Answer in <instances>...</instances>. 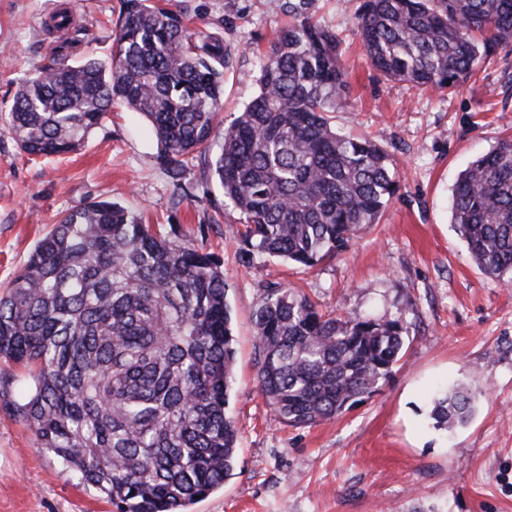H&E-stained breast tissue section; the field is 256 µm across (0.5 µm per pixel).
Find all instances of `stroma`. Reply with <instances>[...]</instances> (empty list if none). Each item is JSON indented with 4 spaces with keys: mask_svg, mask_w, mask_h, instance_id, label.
I'll use <instances>...</instances> for the list:
<instances>
[{
    "mask_svg": "<svg viewBox=\"0 0 512 512\" xmlns=\"http://www.w3.org/2000/svg\"><path fill=\"white\" fill-rule=\"evenodd\" d=\"M285 0H163L193 28L235 46L224 76L222 124L257 93L256 79ZM363 0H315L343 41L348 93L332 124L391 156L399 190L380 223L336 256L305 267L243 261L239 225L207 160L173 184L138 113L114 107L85 145L62 156L23 154L0 135V292L56 218L92 199L141 213L174 238L220 259L236 340L227 411L239 429L236 469L190 512H512V279L485 275L451 223V188L471 161L512 137V54L492 55L453 93L415 91L372 67L355 29ZM121 0H0V124L19 83L48 63L107 58ZM68 10L71 28L49 19ZM302 289L320 309L401 320L403 358L379 390L333 420H275L255 380L252 313L267 286ZM466 388L469 421L437 428L435 390ZM0 512H113L38 448L0 402Z\"/></svg>",
    "mask_w": 512,
    "mask_h": 512,
    "instance_id": "obj_1",
    "label": "stroma"
}]
</instances>
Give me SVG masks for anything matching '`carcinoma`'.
Returning <instances> with one entry per match:
<instances>
[{
	"instance_id": "obj_1",
	"label": "carcinoma",
	"mask_w": 512,
	"mask_h": 512,
	"mask_svg": "<svg viewBox=\"0 0 512 512\" xmlns=\"http://www.w3.org/2000/svg\"><path fill=\"white\" fill-rule=\"evenodd\" d=\"M311 3L288 2L258 94L223 128V37L154 0H124L110 57L72 65L56 53L20 84L5 129L29 156L64 155L120 103L152 126L174 183L219 135L212 167L224 217L244 226L242 257L313 266L379 223L397 184L386 150L330 124L346 89L341 40ZM356 29L386 79L445 93L481 57L512 52V0H363ZM451 197L484 273L512 274V139L472 161ZM253 322L258 386L292 427L374 394L405 346L399 320L324 312L281 285L265 289ZM0 360L28 368L10 416L119 512H189L233 475L236 349L221 263L116 202L63 213L36 244L0 294ZM473 401L443 393L434 419L463 423Z\"/></svg>"
}]
</instances>
